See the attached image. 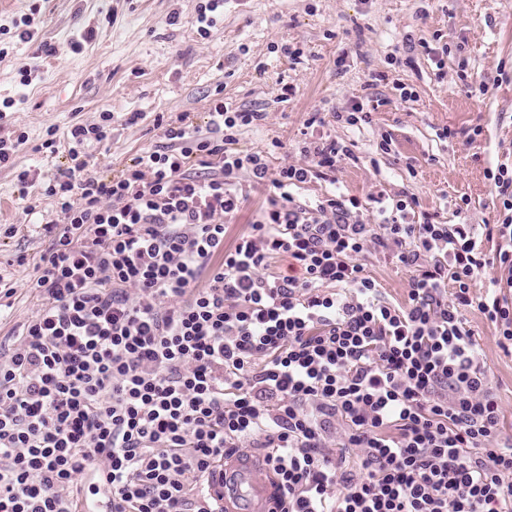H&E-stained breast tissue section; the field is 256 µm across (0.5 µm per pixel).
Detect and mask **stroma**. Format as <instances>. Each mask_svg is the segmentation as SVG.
<instances>
[{"label": "stroma", "mask_w": 512, "mask_h": 512, "mask_svg": "<svg viewBox=\"0 0 512 512\" xmlns=\"http://www.w3.org/2000/svg\"><path fill=\"white\" fill-rule=\"evenodd\" d=\"M207 0H0V26L33 20L35 36L0 37V101L13 100L0 138L18 143L0 168V353L40 299L31 283L50 239L45 224L65 219L45 189L56 170L85 164L109 178L144 152L165 147L157 121L187 116L205 128L215 100L266 113L242 129L238 149L272 151V167L302 163L298 144L311 112L318 132L349 149L334 171L294 187L297 202L334 195L379 221L376 196L416 199L414 222L498 223L490 171L512 165V0H224L207 31L196 21ZM97 37L73 42L88 27ZM30 85H23V77ZM293 95L280 101L282 85ZM409 98H402V91ZM363 102L370 121L352 127L335 115ZM112 113L107 138L71 157L76 124ZM57 130V152L41 144ZM449 137H442V130ZM388 151H380L381 138ZM38 179L20 199L17 175ZM34 213H27V205ZM384 299L405 303L414 269L376 252L362 257ZM489 370L512 435V354L477 309L463 311Z\"/></svg>", "instance_id": "1"}]
</instances>
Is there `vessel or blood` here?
Masks as SVG:
<instances>
[{
    "instance_id": "obj_1",
    "label": "vessel or blood",
    "mask_w": 512,
    "mask_h": 512,
    "mask_svg": "<svg viewBox=\"0 0 512 512\" xmlns=\"http://www.w3.org/2000/svg\"><path fill=\"white\" fill-rule=\"evenodd\" d=\"M209 493L223 512H280L276 491L252 452L227 457L209 479Z\"/></svg>"
}]
</instances>
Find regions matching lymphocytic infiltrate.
<instances>
[{
    "label": "lymphocytic infiltrate",
    "mask_w": 512,
    "mask_h": 512,
    "mask_svg": "<svg viewBox=\"0 0 512 512\" xmlns=\"http://www.w3.org/2000/svg\"><path fill=\"white\" fill-rule=\"evenodd\" d=\"M265 118L220 101L119 175L50 179L66 222L45 228L41 306L0 361V512H215L209 473L256 442L282 512H512V436L462 319L477 306L512 348V172L493 176L490 255L472 225L410 223L403 200L376 224L297 203L291 187L347 149L313 138L303 164L271 168L237 147ZM243 173L273 193L228 246ZM379 249L415 270L405 306L364 272Z\"/></svg>",
    "instance_id": "obj_1"
}]
</instances>
